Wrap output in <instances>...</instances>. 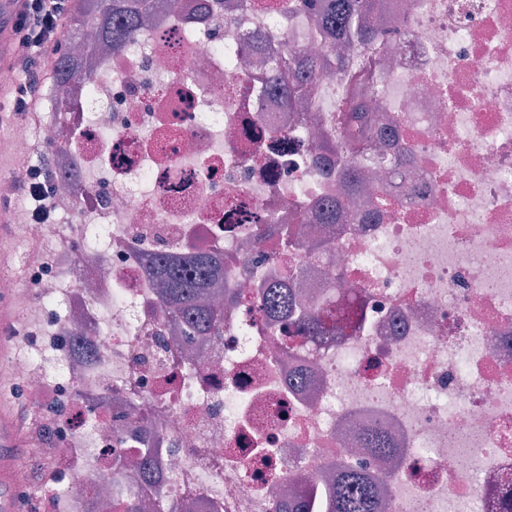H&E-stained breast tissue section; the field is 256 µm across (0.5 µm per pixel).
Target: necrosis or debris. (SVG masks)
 Returning a JSON list of instances; mask_svg holds the SVG:
<instances>
[{"instance_id": "4bbe7bcc", "label": "necrosis or debris", "mask_w": 512, "mask_h": 512, "mask_svg": "<svg viewBox=\"0 0 512 512\" xmlns=\"http://www.w3.org/2000/svg\"><path fill=\"white\" fill-rule=\"evenodd\" d=\"M153 0V22L92 55L67 110L41 129L68 223L18 210L54 253L42 293L0 280L18 316L53 328L15 375L56 412L62 512H117L132 496L165 512H275L319 499L342 462L385 489L380 512H503L512 501V0H378L392 67L374 97L397 122V157L365 221L314 144V118L345 111L347 70L317 75L303 111L257 74L289 48L317 57L310 14L250 0ZM260 50L227 65L214 41ZM342 201L345 219L312 223ZM271 216L263 240L255 230ZM296 247L281 255V227ZM174 246L224 260L213 287L223 336L185 340L156 309L144 255ZM304 308L329 303L359 330L284 347L288 322L253 294L269 263ZM162 442L154 486L115 452L146 425ZM390 436L387 454L361 434Z\"/></svg>"}]
</instances>
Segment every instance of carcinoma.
<instances>
[{"label":"carcinoma","mask_w":512,"mask_h":512,"mask_svg":"<svg viewBox=\"0 0 512 512\" xmlns=\"http://www.w3.org/2000/svg\"><path fill=\"white\" fill-rule=\"evenodd\" d=\"M301 6L314 12L320 36L333 54L338 43L352 53H362L381 38L380 31L369 18L371 0H323L321 3L301 0ZM152 10V0H80V9L64 28L63 40H79L94 30L112 48L121 49L134 39L137 27ZM323 64L324 59L316 58L305 71L290 49L287 59L272 66L270 76L288 79L291 88L289 109L298 108L308 81L322 70ZM79 72L81 67L68 57V53L58 57L55 80ZM370 80L364 70L351 74L353 91L347 111L328 117L321 134V148L335 151L336 156L347 163L346 189L352 195L360 189V163L367 153L368 112L372 108ZM147 262L160 282L158 305L170 324L186 325L197 336L224 334V310L203 303L210 286L221 277V269L212 258L183 249L151 254ZM259 303L269 313H280L290 305L288 289L264 288L259 293ZM332 318L333 313L323 308L302 312L296 324V334L289 337V347L330 335L327 324ZM323 508L326 512H379L377 484L361 471L343 466L324 491Z\"/></svg>","instance_id":"1"}]
</instances>
